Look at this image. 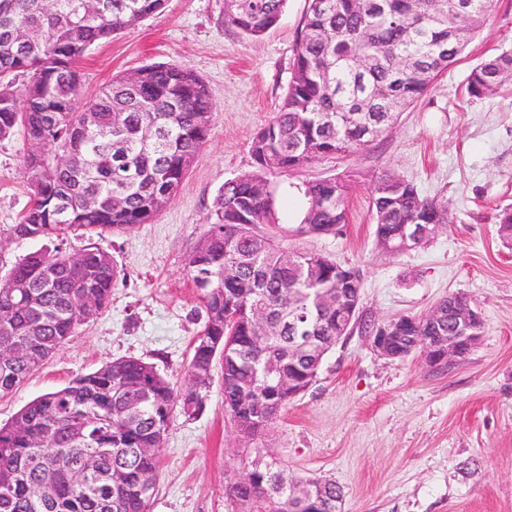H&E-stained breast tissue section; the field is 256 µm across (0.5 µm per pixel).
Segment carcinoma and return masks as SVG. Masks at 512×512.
<instances>
[{
    "label": "carcinoma",
    "mask_w": 512,
    "mask_h": 512,
    "mask_svg": "<svg viewBox=\"0 0 512 512\" xmlns=\"http://www.w3.org/2000/svg\"><path fill=\"white\" fill-rule=\"evenodd\" d=\"M0 0V139L22 133L20 172L31 203L0 238L42 239L53 249L16 260L0 253V347L23 350L0 361V397L12 393L110 302L119 272L97 248L69 254L64 239L83 229L121 234L147 224L169 204L206 143L213 103L182 63H152L118 75L95 95L82 93L79 63L128 18H146L165 0ZM492 0H308L286 95L253 137L254 171L224 182L212 202L214 222L187 263L205 313L178 383L135 357L105 362L27 403L0 426V512H149L156 448L175 406L191 417L204 405L216 354L224 371V406L248 437L264 433L290 398L276 376L308 381L319 370V344L340 335L336 311L314 306L318 294L346 287L349 267L314 251L285 258L284 238L337 235L347 223L348 186L338 178L303 184L296 224H281L276 179L351 153L379 138L458 60ZM287 0H230L227 21L259 38L280 20ZM28 73L24 94L8 78ZM512 79V50L475 65L470 97L495 95ZM377 243L394 242L406 224L448 223L447 203L383 172L372 178ZM22 308L15 307L19 299ZM438 335L421 320L396 344L404 358ZM268 337L278 366L255 361V337ZM90 455L84 486L72 470ZM118 473L121 481H112ZM276 466L254 483H228L242 512H336L331 486L307 505L288 496ZM53 494L41 496L43 488Z\"/></svg>",
    "instance_id": "obj_1"
}]
</instances>
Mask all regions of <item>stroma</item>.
<instances>
[{"label": "stroma", "mask_w": 512, "mask_h": 512, "mask_svg": "<svg viewBox=\"0 0 512 512\" xmlns=\"http://www.w3.org/2000/svg\"><path fill=\"white\" fill-rule=\"evenodd\" d=\"M226 10L227 0H166L82 60L88 94L146 64L189 65L213 102L210 132L175 199L152 223L119 236L69 235L70 253L108 252L122 280L97 317L0 398V424L117 357L184 379L204 324L188 258L214 220L218 190L254 168L251 142L287 91L307 0H288L278 24L258 39L227 24ZM510 48L512 0H493L457 62L389 132L310 165L276 194L280 217L292 223L304 208L300 183L346 179L343 234L292 236L285 246L359 268L363 316L420 315L457 292L483 322L477 347L446 370L417 354L381 357L353 330L259 440L288 476L335 481L342 512H512V244L499 233L501 214L512 207V81L484 99L465 91L477 63ZM25 148L19 135L0 140V225L18 223L30 202L19 171ZM385 171L448 203L446 226L397 258L374 237L370 179ZM245 452L224 410L222 371L213 369L202 411L172 415L150 512H240L225 486Z\"/></svg>", "instance_id": "35a3bbf8"}]
</instances>
